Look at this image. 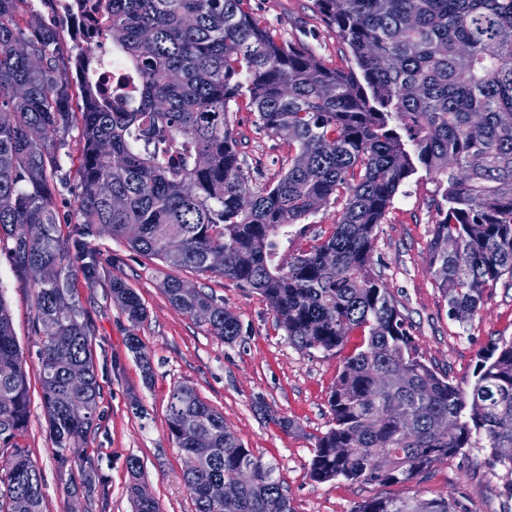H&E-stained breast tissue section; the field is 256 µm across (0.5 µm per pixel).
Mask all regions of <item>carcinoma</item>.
Returning <instances> with one entry per match:
<instances>
[{"mask_svg":"<svg viewBox=\"0 0 512 512\" xmlns=\"http://www.w3.org/2000/svg\"><path fill=\"white\" fill-rule=\"evenodd\" d=\"M88 15L127 64L125 91L103 93L93 41L65 49L33 0H0V250L35 290L34 334L55 456L87 443L100 385L94 327L74 292L109 283L134 327L147 317L139 294L93 240L102 234L138 255L201 276H221L266 302L302 351L361 342L331 388L332 426L316 438L309 476L382 487L422 480L435 463L488 450L486 464L512 472V340L485 348L464 391L428 366L406 317L371 268L380 226L402 186L437 178L430 265L463 324L486 289L512 288V0H315L347 46L351 66L329 68L283 39L250 0H66ZM244 109L255 128L288 144L276 179L252 190L232 127ZM80 127L74 199L55 202L64 135ZM340 205L325 239L281 260V242L313 213ZM224 254L214 267L209 257ZM160 288L189 317L206 309V332L226 343L241 321L201 289ZM145 382L140 337L127 338ZM80 368L86 389H72ZM29 416L25 359L0 293V512H43V476L23 436ZM177 448L198 458L184 474L195 512H294L274 468L254 456L224 415L190 385L167 403ZM191 429L197 441L185 439ZM255 479L226 500L217 482ZM134 512H158L138 495L141 464L127 462ZM81 478L105 487L89 456ZM353 512H464L458 500L381 496Z\"/></svg>","mask_w":512,"mask_h":512,"instance_id":"1","label":"carcinoma"}]
</instances>
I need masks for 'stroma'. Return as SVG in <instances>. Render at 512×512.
Instances as JSON below:
<instances>
[{"instance_id": "35a3bbf8", "label": "stroma", "mask_w": 512, "mask_h": 512, "mask_svg": "<svg viewBox=\"0 0 512 512\" xmlns=\"http://www.w3.org/2000/svg\"><path fill=\"white\" fill-rule=\"evenodd\" d=\"M250 6L278 35L310 47L327 66L347 65L346 46L321 19L314 0H250ZM233 121L247 155L249 184L274 179L288 154L287 144L258 132L248 112L236 113ZM434 204L435 185L428 177H416L402 187L380 227L372 268L408 317L426 363L466 388L480 351L491 342L512 338V288L487 289L468 323L449 317L429 266ZM95 245L111 257L112 276L134 288L147 309L144 323L131 328L109 289L75 282L76 296L96 332L100 428L90 435L85 450L98 457L108 477L109 494L104 499L59 469L41 400L34 291L0 253V294L9 306L28 374L30 416L20 442L43 474L44 512H131L127 460L132 456L141 462V483L159 512H193L183 481L186 455L172 442L166 425L169 392L178 383L193 386L223 414L225 424L254 456L274 466L295 512H352L364 499L416 494L460 500L467 512H512V475L484 467L481 448L437 463L430 478L420 483L380 487L313 481L309 466L315 439L332 424L328 396L342 354L299 350L277 326L260 295L219 276L181 271L182 279L223 302L243 325L242 336L231 344L209 336L204 326L171 306L160 290L170 267L129 252L107 235L97 237ZM133 332L150 359L152 383H145L127 346ZM263 405L293 419L296 430L286 433L269 422L259 411ZM139 406L144 409L140 415L135 412Z\"/></svg>"}]
</instances>
